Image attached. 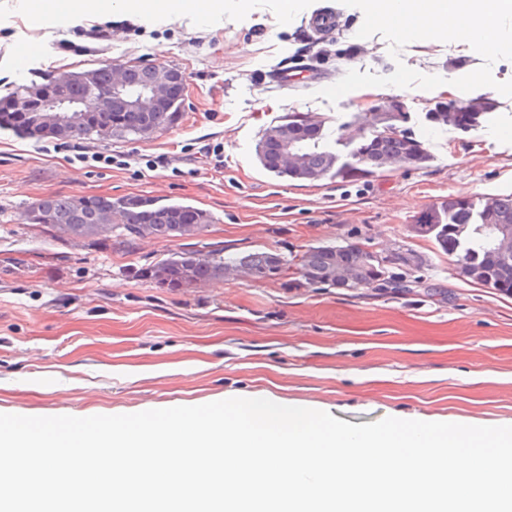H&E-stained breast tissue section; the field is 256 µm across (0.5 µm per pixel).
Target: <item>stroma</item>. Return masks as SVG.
I'll use <instances>...</instances> for the list:
<instances>
[{
	"label": "stroma",
	"mask_w": 512,
	"mask_h": 512,
	"mask_svg": "<svg viewBox=\"0 0 512 512\" xmlns=\"http://www.w3.org/2000/svg\"><path fill=\"white\" fill-rule=\"evenodd\" d=\"M41 27L21 0H0V98L61 72L138 60L180 68L185 103L153 134L33 139L0 130V413L131 414L146 404L207 403L268 393L368 424L386 417L512 425V296L465 280L433 236L416 232L448 198L512 195V97L473 90L490 108L480 126L431 120L463 93L453 79L483 63L463 41L418 40L391 56L385 37H358L364 15L341 0H224L206 19L75 13ZM337 30L309 31L318 8ZM36 47L25 70L15 59ZM445 78L432 90L364 87L336 103L319 90L351 69L391 75L397 63ZM396 103L397 127L432 159L356 178L280 177L256 156L266 128L288 113L325 120L340 162L348 123L372 124ZM56 194L142 196L209 213L198 235L99 246L47 232L25 215ZM412 250L395 282L332 288L296 268L275 281L246 274L189 288L142 277L172 254L277 253L322 245Z\"/></svg>",
	"instance_id": "1"
}]
</instances>
